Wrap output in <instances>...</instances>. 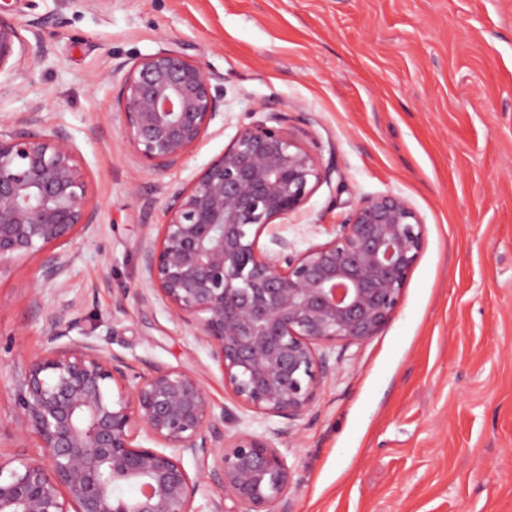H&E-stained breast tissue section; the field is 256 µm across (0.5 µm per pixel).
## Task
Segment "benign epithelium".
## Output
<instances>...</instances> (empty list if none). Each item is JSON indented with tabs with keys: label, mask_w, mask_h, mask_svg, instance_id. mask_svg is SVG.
<instances>
[{
	"label": "benign epithelium",
	"mask_w": 512,
	"mask_h": 512,
	"mask_svg": "<svg viewBox=\"0 0 512 512\" xmlns=\"http://www.w3.org/2000/svg\"><path fill=\"white\" fill-rule=\"evenodd\" d=\"M17 27L0 17V72L32 67ZM219 88L202 65L161 49L122 80L121 133L148 171L181 163L207 133ZM270 112L240 130L187 187L168 194L156 236L141 242L147 288L190 327L235 403L283 419L277 436L312 407L336 373V343L378 335L398 309L423 249L425 225L395 194L368 197L334 237L298 252L272 232L322 180L314 152ZM0 130V266L39 258L31 303L65 274L58 249L96 219L88 182L66 132ZM269 244H260L262 235ZM68 307L43 316V350L15 383V428L36 444L14 468L0 461V512H202L201 487L241 512H292L291 474L278 448L246 431L221 433L202 376L134 370L109 341L69 336ZM198 462L190 472L184 458Z\"/></svg>",
	"instance_id": "1"
}]
</instances>
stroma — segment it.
<instances>
[{
    "label": "stroma",
    "instance_id": "35a3bbf8",
    "mask_svg": "<svg viewBox=\"0 0 512 512\" xmlns=\"http://www.w3.org/2000/svg\"><path fill=\"white\" fill-rule=\"evenodd\" d=\"M0 16L43 49L0 75V130L33 110L41 130H65L97 207L94 230L61 249L67 275L43 290L45 308L70 304L72 337H108L140 372L204 371L215 408L233 407L191 329L135 299L140 243L171 188L241 128L287 113L331 173L280 222L297 250L383 194L410 203L425 243L397 312L343 350L297 443L244 410L226 434L271 437L294 512H512V0H0ZM162 48L200 62L222 100L186 159L155 173L115 101L119 66ZM37 278L34 257L0 268L6 461L36 442L13 424L14 381L43 348Z\"/></svg>",
    "mask_w": 512,
    "mask_h": 512
}]
</instances>
